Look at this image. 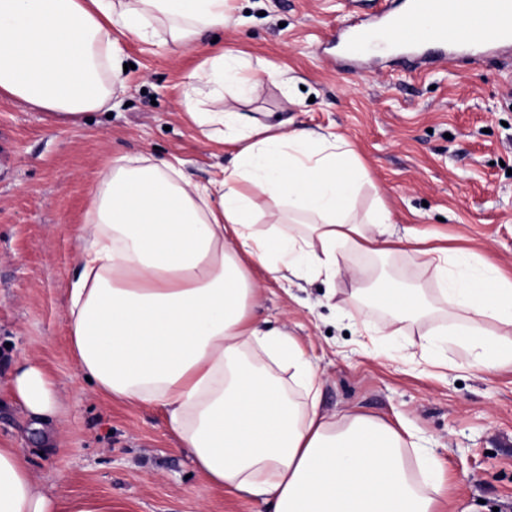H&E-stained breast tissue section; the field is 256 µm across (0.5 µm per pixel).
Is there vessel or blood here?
<instances>
[{"instance_id": "obj_1", "label": "vessel or blood", "mask_w": 512, "mask_h": 512, "mask_svg": "<svg viewBox=\"0 0 512 512\" xmlns=\"http://www.w3.org/2000/svg\"><path fill=\"white\" fill-rule=\"evenodd\" d=\"M376 38L391 47L424 50L429 64L438 61L442 49L476 58L512 50V0H408L404 10L384 15L375 30L347 36L343 48L358 55Z\"/></svg>"}]
</instances>
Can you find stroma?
I'll return each mask as SVG.
<instances>
[{"instance_id":"stroma-1","label":"stroma","mask_w":512,"mask_h":512,"mask_svg":"<svg viewBox=\"0 0 512 512\" xmlns=\"http://www.w3.org/2000/svg\"><path fill=\"white\" fill-rule=\"evenodd\" d=\"M366 0H234L222 31L173 43L165 28L118 40L131 70L111 110L62 121L0 95V128L13 153L0 172V448L21 449L34 484L55 496L107 498L112 512H269L262 499L212 486L180 452L164 417L148 406L97 396L72 357L66 288L78 273L76 229L90 192L112 159L178 158L208 185L231 165L234 147L204 137L183 101L210 108L198 79L211 59L233 53L277 68L232 107L256 123L270 114L289 127L342 134L373 183L358 214L386 207L393 237L426 236L427 247L476 254L512 274V52L409 70L392 54L337 64L336 32L370 22ZM366 276L438 290L422 257L361 254ZM256 313L290 334L321 373L320 410L355 412L403 427L439 461V512H512V367L481 374L469 353L440 343L421 350L444 322L431 314L389 323L353 295L347 275H306L290 288L255 270ZM361 313L381 336H366ZM36 360L58 385L57 432L35 431L9 380Z\"/></svg>"}]
</instances>
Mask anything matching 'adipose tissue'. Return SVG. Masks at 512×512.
<instances>
[{"label": "adipose tissue", "instance_id": "1", "mask_svg": "<svg viewBox=\"0 0 512 512\" xmlns=\"http://www.w3.org/2000/svg\"><path fill=\"white\" fill-rule=\"evenodd\" d=\"M227 0H0V93L71 120L112 100L124 56L113 24L147 35L166 26L173 42L223 29ZM211 108L192 113L204 136L237 145L213 187L185 180L179 159H113L92 193L80 230L79 274L68 290L70 349L103 398L159 409L168 429L212 484L270 499L273 512H436L437 488L417 481L422 447L382 419L318 407L320 378L292 336L257 320L258 285L245 258L276 281L348 273L356 297L387 308L390 322L431 312L422 293L388 281L373 293L349 254L395 252L386 209L369 218L352 200L369 179L343 138L281 124L251 125L226 107L234 82L251 94L262 71L232 54L214 57ZM275 204L255 227V194ZM442 285L449 341L471 370L512 364V278L493 264L456 265L423 250ZM288 377H281V370ZM13 392L40 419L55 416L56 383L30 363ZM0 512H112L103 498L41 493L17 449L0 448Z\"/></svg>", "mask_w": 512, "mask_h": 512}]
</instances>
